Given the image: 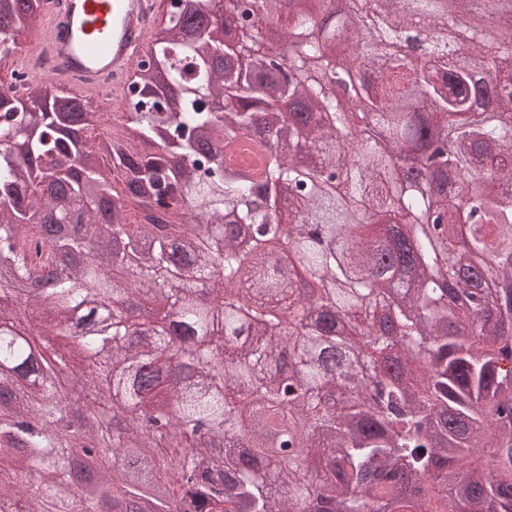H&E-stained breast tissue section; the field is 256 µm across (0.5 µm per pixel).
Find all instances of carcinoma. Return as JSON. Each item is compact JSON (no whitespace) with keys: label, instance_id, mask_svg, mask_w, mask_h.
Listing matches in <instances>:
<instances>
[{"label":"carcinoma","instance_id":"carcinoma-1","mask_svg":"<svg viewBox=\"0 0 512 512\" xmlns=\"http://www.w3.org/2000/svg\"><path fill=\"white\" fill-rule=\"evenodd\" d=\"M47 2L0 0V41ZM314 2L189 0L147 33L117 124L11 72L12 512H512V0H348L335 16ZM411 26L438 32L425 60L401 51ZM265 29L288 42L284 75ZM481 61L501 85L491 109ZM60 195L66 231L46 234ZM278 224L301 281L261 257ZM411 253L400 292L374 287ZM47 279L23 301L6 290ZM198 281L223 303L199 305ZM285 375L302 392L287 408ZM287 425L275 457L266 428ZM84 438L100 457L80 482Z\"/></svg>","mask_w":512,"mask_h":512}]
</instances>
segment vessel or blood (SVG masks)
Wrapping results in <instances>:
<instances>
[{
    "mask_svg": "<svg viewBox=\"0 0 512 512\" xmlns=\"http://www.w3.org/2000/svg\"><path fill=\"white\" fill-rule=\"evenodd\" d=\"M152 0H50L36 32L47 73L89 90L117 96L119 78L134 61L149 30Z\"/></svg>",
    "mask_w": 512,
    "mask_h": 512,
    "instance_id": "vessel-or-blood-1",
    "label": "vessel or blood"
}]
</instances>
